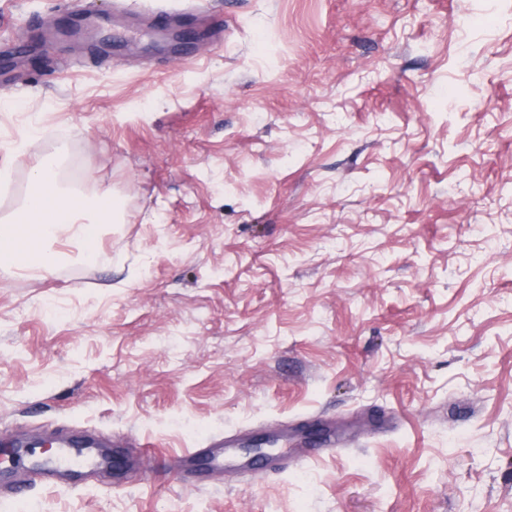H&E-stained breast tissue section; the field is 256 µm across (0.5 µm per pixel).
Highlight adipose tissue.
Instances as JSON below:
<instances>
[{
  "instance_id": "adipose-tissue-1",
  "label": "adipose tissue",
  "mask_w": 512,
  "mask_h": 512,
  "mask_svg": "<svg viewBox=\"0 0 512 512\" xmlns=\"http://www.w3.org/2000/svg\"><path fill=\"white\" fill-rule=\"evenodd\" d=\"M58 162L55 154L39 157L32 168L33 191L14 212L0 216L1 272H50L59 260L51 245L63 238L79 241L86 261L98 260L101 227L112 220L106 205L111 195L102 191L96 216H84L83 205L62 193L55 181Z\"/></svg>"
}]
</instances>
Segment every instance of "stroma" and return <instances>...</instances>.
Returning a JSON list of instances; mask_svg holds the SVG:
<instances>
[{"label": "stroma", "mask_w": 512, "mask_h": 512, "mask_svg": "<svg viewBox=\"0 0 512 512\" xmlns=\"http://www.w3.org/2000/svg\"><path fill=\"white\" fill-rule=\"evenodd\" d=\"M183 2L0 0V215L62 143L124 211L96 263L0 276V443L85 431L137 475L0 512H512V0H210L220 46L111 20ZM327 421L281 470L178 460Z\"/></svg>", "instance_id": "obj_1"}]
</instances>
